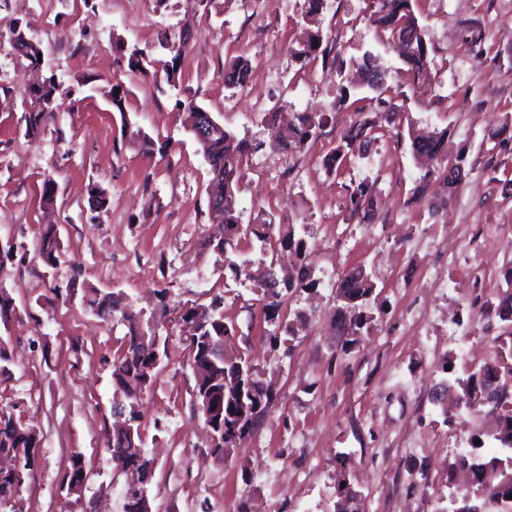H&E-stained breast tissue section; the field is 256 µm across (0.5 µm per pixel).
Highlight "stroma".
I'll return each instance as SVG.
<instances>
[{
    "instance_id": "obj_1",
    "label": "stroma",
    "mask_w": 512,
    "mask_h": 512,
    "mask_svg": "<svg viewBox=\"0 0 512 512\" xmlns=\"http://www.w3.org/2000/svg\"><path fill=\"white\" fill-rule=\"evenodd\" d=\"M368 0H324L322 34L331 58L296 61L304 0H0V292L12 300L0 336L13 363L0 380V410L40 433L39 464L21 493L22 512H121L123 479L112 443V354L126 328L82 301L54 300V289L90 285L144 311L224 298L241 346L250 348L274 399L253 434L223 456L212 454L191 408L194 385L176 323H167V358L139 403L144 450L157 461L152 512H336L337 475L357 491L356 512H441L454 487L457 448L488 432L491 417L459 411L445 422L432 398L443 380L466 377L504 322L483 318L467 290L471 277L504 285L512 269V0H416L429 44L431 85L400 79L387 32L367 20ZM42 50L40 74L54 77L52 114L36 139L25 135L24 89L32 79L10 42L16 21ZM192 22L190 52L177 86L132 73L131 48L166 59L163 37ZM380 58L388 97L403 124L448 132V157L467 149L472 172L447 207L419 205V176L408 141L397 137L376 102L365 118L383 137L363 158L329 173L326 158L356 120L342 102L339 60ZM248 57L253 82L224 87V62ZM126 92L117 111L107 92ZM192 99L238 137L258 144L244 161L238 195L242 224L304 225L314 275L342 276L362 265L384 308L368 335L344 344L331 330L336 293H301L279 309L307 308L294 347L273 344L257 283L234 278L226 256L207 246L209 166L186 125ZM269 112H324L328 121L300 154L265 148ZM504 130V139L495 131ZM150 137L153 153L130 144ZM53 206L40 202L45 182ZM374 184L380 206L371 223L351 216L344 186ZM105 194L96 206L92 190ZM53 232L59 259L48 264L41 238ZM457 323L456 336L446 331ZM465 337L469 357L458 353ZM84 455L81 496L57 488ZM424 479L410 483L408 473Z\"/></svg>"
}]
</instances>
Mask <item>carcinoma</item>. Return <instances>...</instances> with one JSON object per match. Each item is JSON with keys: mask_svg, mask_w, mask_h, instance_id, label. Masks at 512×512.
I'll return each instance as SVG.
<instances>
[{"mask_svg": "<svg viewBox=\"0 0 512 512\" xmlns=\"http://www.w3.org/2000/svg\"><path fill=\"white\" fill-rule=\"evenodd\" d=\"M305 17L316 30L309 33L305 41L291 49L297 59H307L318 54L326 55L324 37L319 24L323 0H305ZM369 23L390 33L391 41L402 64V71L414 84L432 79L429 69V47L424 30L415 13V0H369ZM10 44L20 57L35 67L40 63L39 45L27 35V28L15 26L10 31ZM160 46L170 53L163 62L162 78L174 86L178 83L184 58L189 52V43L184 39L176 42L165 39ZM152 60L141 50L134 49L128 57V66L133 73L148 75ZM362 79L363 86L375 93L377 103L390 109L388 119L399 116L397 107L385 98L386 72L377 64L370 52L351 61ZM250 63L243 56L224 64V87L232 90L247 81ZM55 83L46 79L39 84H29L26 94L30 100L23 122L25 135L31 138L39 134L41 125L47 120L49 105ZM327 115L303 112L297 122L282 128L276 114H266L269 131L268 145L272 149L301 152L307 148L315 129L323 126ZM357 132H347L340 137L337 146L328 158L330 170H336L347 161L361 156L364 146L379 139L380 129L369 120L356 123ZM410 149L414 158H425L431 162L419 175L413 190L415 200L421 202L429 193L448 199L458 191L465 180L466 154L456 158V164L448 165L444 158L447 130L409 129ZM200 151L209 165L210 185L224 192V205H209L213 221L218 223L220 236L210 240L213 250L219 253L235 251V239L242 231L240 213L237 209V194L244 177L243 162L249 153L259 149L245 138L238 137L217 121L201 136H194ZM349 201V212L360 220H372L377 209L374 185L366 182L345 186ZM253 241L260 249H266L270 234L275 232L282 246L293 250L302 259L310 256L306 240L299 235L295 224H266L257 228L247 225ZM229 268L235 277L254 280L261 285L262 309L265 320L274 329L269 333L277 341L281 336L292 341L299 333L295 324L275 320V313L283 299L299 290L306 291L316 286V281L305 275H280L273 266L264 270H252L248 262H232ZM507 289L498 295V303L491 304L495 315L502 322L512 323V276L506 280ZM376 284L363 266H356L341 278L336 288V327L341 336H360L369 332L374 316L371 301L377 298ZM88 307L99 317H119L127 327L120 347L112 355V382L120 398L113 401L112 409L125 410L127 430L113 434L112 446L107 451L117 472L124 477L122 488L123 512H151L146 473L155 469V462L141 448L139 420L135 402L150 392L159 375L161 356L160 339L157 334L158 320L147 318L143 313L124 303L118 293L104 294L88 287L83 294ZM179 318L184 342L189 350V366L194 378L192 389L193 411L200 418H209L216 435L213 452L224 455L237 447L254 429L257 419L266 413L273 401L271 385L265 383L257 367L239 345L236 327L224 317V299L215 297L208 304L180 306ZM494 366L481 367L465 379L453 382L444 380L445 391L456 393L457 401L473 413L486 412L496 417V428L491 443L497 448H512V343H501L493 355ZM41 439L36 429L21 417L5 411L0 412V459L11 462L0 468V512H20L19 493L29 474L39 462ZM485 442L471 439L470 457H456L454 465L464 468L470 458L480 460V476L477 483L460 485L456 494L461 498L478 497V503L467 512H485L489 503L512 498V456L495 454L484 456L481 448ZM83 457L72 456V471L63 473L61 484L81 494L83 485Z\"/></svg>", "mask_w": 512, "mask_h": 512, "instance_id": "1", "label": "carcinoma"}]
</instances>
